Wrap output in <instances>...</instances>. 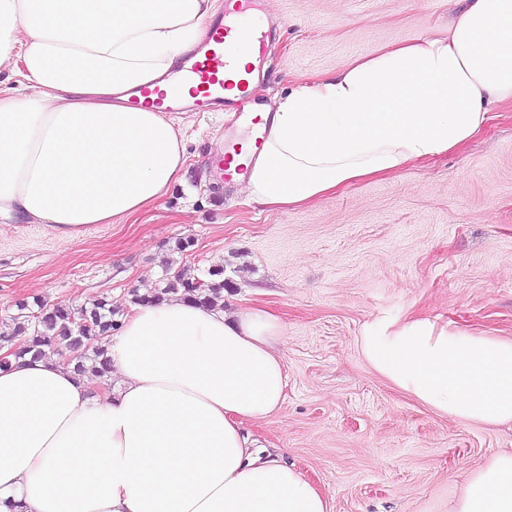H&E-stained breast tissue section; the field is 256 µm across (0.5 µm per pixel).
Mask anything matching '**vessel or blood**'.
Returning a JSON list of instances; mask_svg holds the SVG:
<instances>
[{
    "label": "vessel or blood",
    "instance_id": "b4317fda",
    "mask_svg": "<svg viewBox=\"0 0 512 512\" xmlns=\"http://www.w3.org/2000/svg\"><path fill=\"white\" fill-rule=\"evenodd\" d=\"M253 7V0H225L223 14L212 22L206 37L184 59L176 79L177 85L170 94L156 99L151 89L144 87L132 97V104L140 105L151 100L160 111H178L183 107L180 87L188 84L192 87L194 108L234 105L240 111H250L247 96L225 97L224 75L237 68L238 49L244 48L255 57H263L268 44L277 35L274 26L244 23V16Z\"/></svg>",
    "mask_w": 512,
    "mask_h": 512
}]
</instances>
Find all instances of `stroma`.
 Instances as JSON below:
<instances>
[{"instance_id":"stroma-1","label":"stroma","mask_w":512,"mask_h":512,"mask_svg":"<svg viewBox=\"0 0 512 512\" xmlns=\"http://www.w3.org/2000/svg\"><path fill=\"white\" fill-rule=\"evenodd\" d=\"M459 0H261L280 29L259 97L335 73L425 33L442 34ZM181 180L146 212L92 224L76 239L48 225L0 224V327L21 299L128 307L165 261L224 271V304L262 306L285 325L288 387L279 413L250 432L283 453L332 512H448L468 473L504 448L512 425L461 422L418 402L365 360L371 324L408 315L512 338V100L493 107L459 151L277 210L219 179L212 159L247 143L242 112H176ZM193 239L185 255L173 247Z\"/></svg>"}]
</instances>
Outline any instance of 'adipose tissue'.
Masks as SVG:
<instances>
[{
    "label": "adipose tissue",
    "mask_w": 512,
    "mask_h": 512,
    "mask_svg": "<svg viewBox=\"0 0 512 512\" xmlns=\"http://www.w3.org/2000/svg\"><path fill=\"white\" fill-rule=\"evenodd\" d=\"M212 0H0V220L66 238L154 208L182 177L172 119L130 106L170 92ZM512 99V0H463L444 35L298 82L262 114L243 193L278 208L463 146ZM280 319L173 299L135 305L108 344L117 381L91 393L56 357L0 370V512H331L243 427L277 413ZM371 367L438 413L512 423V340L408 317L359 339ZM448 512H512V451L473 469Z\"/></svg>",
    "instance_id": "ef3b65f1"
}]
</instances>
